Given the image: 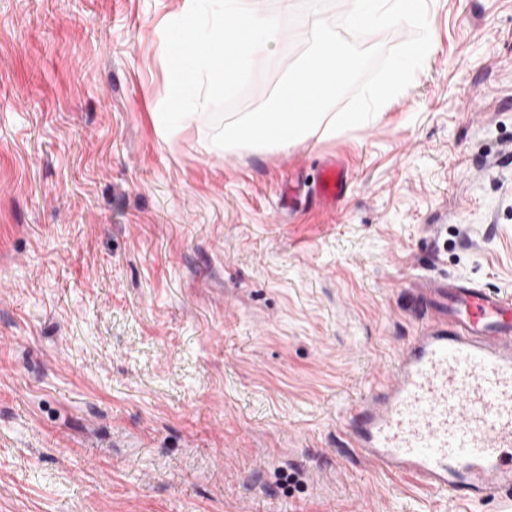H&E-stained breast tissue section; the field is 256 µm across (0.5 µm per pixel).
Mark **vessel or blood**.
Returning a JSON list of instances; mask_svg holds the SVG:
<instances>
[{
	"label": "vessel or blood",
	"mask_w": 512,
	"mask_h": 512,
	"mask_svg": "<svg viewBox=\"0 0 512 512\" xmlns=\"http://www.w3.org/2000/svg\"><path fill=\"white\" fill-rule=\"evenodd\" d=\"M341 161L326 163L313 186L287 185L285 207L311 196L343 200ZM422 322L380 391L359 401L350 444L387 474L422 481L449 501L512 492V296L475 283L426 278L412 294Z\"/></svg>",
	"instance_id": "obj_1"
}]
</instances>
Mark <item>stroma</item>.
Returning <instances> with one entry per match:
<instances>
[{"label": "stroma", "mask_w": 512, "mask_h": 512, "mask_svg": "<svg viewBox=\"0 0 512 512\" xmlns=\"http://www.w3.org/2000/svg\"><path fill=\"white\" fill-rule=\"evenodd\" d=\"M180 0H0V512H512L349 446L427 277L512 293V0H430L413 82L285 151L158 114ZM313 14L256 70L261 104ZM341 159L331 209L284 182Z\"/></svg>", "instance_id": "35a3bbf8"}]
</instances>
